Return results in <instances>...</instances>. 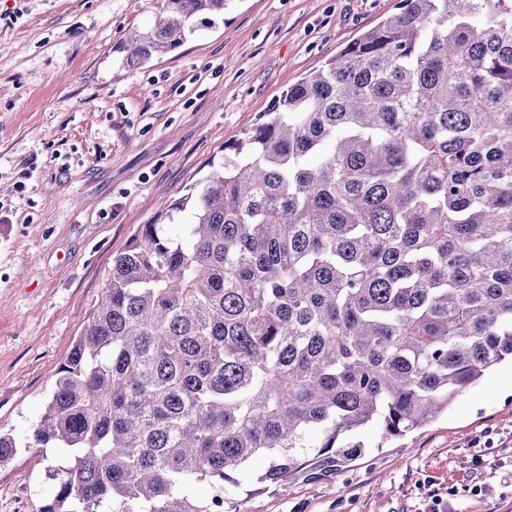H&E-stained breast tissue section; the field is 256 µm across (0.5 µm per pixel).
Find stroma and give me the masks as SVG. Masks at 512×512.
<instances>
[{"label": "stroma", "mask_w": 512, "mask_h": 512, "mask_svg": "<svg viewBox=\"0 0 512 512\" xmlns=\"http://www.w3.org/2000/svg\"><path fill=\"white\" fill-rule=\"evenodd\" d=\"M398 0H232L174 52L124 65L115 45L157 0H0V512L56 491L24 441L130 237L203 179L289 86ZM326 481L251 495L244 512H512V363Z\"/></svg>", "instance_id": "1"}]
</instances>
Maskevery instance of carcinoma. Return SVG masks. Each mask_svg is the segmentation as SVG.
<instances>
[{
	"label": "carcinoma",
	"instance_id": "cac0c4a2",
	"mask_svg": "<svg viewBox=\"0 0 512 512\" xmlns=\"http://www.w3.org/2000/svg\"><path fill=\"white\" fill-rule=\"evenodd\" d=\"M231 0H159L141 66ZM143 224L25 444L42 512H228L430 422L512 358V0H398ZM209 492L199 498L196 485Z\"/></svg>",
	"mask_w": 512,
	"mask_h": 512
}]
</instances>
